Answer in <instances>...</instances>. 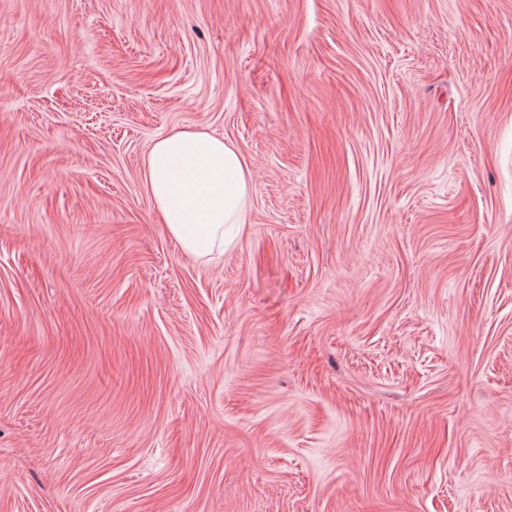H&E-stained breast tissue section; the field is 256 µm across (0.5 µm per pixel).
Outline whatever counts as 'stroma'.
I'll list each match as a JSON object with an SVG mask.
<instances>
[{
  "label": "stroma",
  "instance_id": "35a3bbf8",
  "mask_svg": "<svg viewBox=\"0 0 512 512\" xmlns=\"http://www.w3.org/2000/svg\"><path fill=\"white\" fill-rule=\"evenodd\" d=\"M0 512H512V0H0ZM143 179L161 223L186 253L224 252L233 243L224 226L246 224L250 172L223 137L182 130L157 139Z\"/></svg>",
  "mask_w": 512,
  "mask_h": 512
}]
</instances>
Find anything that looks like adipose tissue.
<instances>
[{
    "label": "adipose tissue",
    "instance_id": "adipose-tissue-1",
    "mask_svg": "<svg viewBox=\"0 0 512 512\" xmlns=\"http://www.w3.org/2000/svg\"><path fill=\"white\" fill-rule=\"evenodd\" d=\"M144 182L170 237L203 257L230 246L225 225L245 224L250 172L238 151L205 131L182 130L157 139Z\"/></svg>",
    "mask_w": 512,
    "mask_h": 512
}]
</instances>
